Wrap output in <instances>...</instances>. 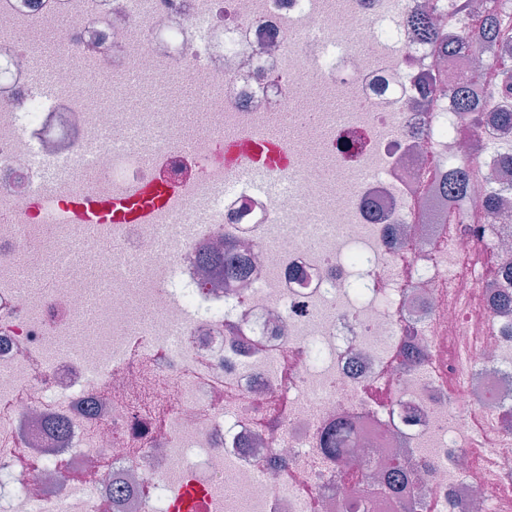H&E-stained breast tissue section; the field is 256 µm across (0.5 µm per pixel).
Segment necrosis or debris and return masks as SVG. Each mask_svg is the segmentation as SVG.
<instances>
[{
    "mask_svg": "<svg viewBox=\"0 0 512 512\" xmlns=\"http://www.w3.org/2000/svg\"><path fill=\"white\" fill-rule=\"evenodd\" d=\"M491 9L512 24V0H0V512H174L186 482L192 512H512V205L446 189L466 158L484 190L512 143L452 94L500 91L512 40L449 62L406 23L475 31ZM22 25L58 39L46 76ZM183 69V110H146ZM185 110L205 124L179 148ZM256 142L293 191L213 202L226 145ZM89 144L68 192L162 184L167 244L145 222L77 230L36 191ZM230 243L246 280L201 261ZM340 419L350 451L323 460ZM364 458L402 461L411 494L371 492Z\"/></svg>",
    "mask_w": 512,
    "mask_h": 512,
    "instance_id": "obj_1",
    "label": "necrosis or debris"
}]
</instances>
